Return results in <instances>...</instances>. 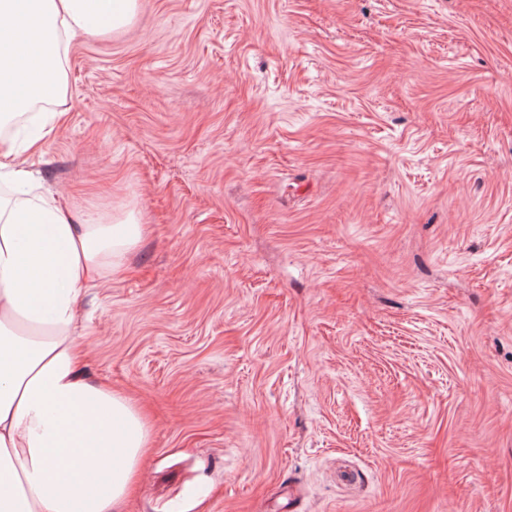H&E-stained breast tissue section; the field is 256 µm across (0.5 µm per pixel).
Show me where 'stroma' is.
Wrapping results in <instances>:
<instances>
[{
    "label": "stroma",
    "mask_w": 512,
    "mask_h": 512,
    "mask_svg": "<svg viewBox=\"0 0 512 512\" xmlns=\"http://www.w3.org/2000/svg\"><path fill=\"white\" fill-rule=\"evenodd\" d=\"M48 109L147 226L80 305L123 512H512V0H139Z\"/></svg>",
    "instance_id": "35a3bbf8"
}]
</instances>
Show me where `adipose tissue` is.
<instances>
[{"instance_id": "ef3b65f1", "label": "adipose tissue", "mask_w": 512, "mask_h": 512, "mask_svg": "<svg viewBox=\"0 0 512 512\" xmlns=\"http://www.w3.org/2000/svg\"><path fill=\"white\" fill-rule=\"evenodd\" d=\"M137 0H0V512H121L150 442L130 399L88 375L77 341L81 299L121 274L140 245L139 212L90 217L27 168L38 139L4 125L63 88L71 41L132 23Z\"/></svg>"}]
</instances>
